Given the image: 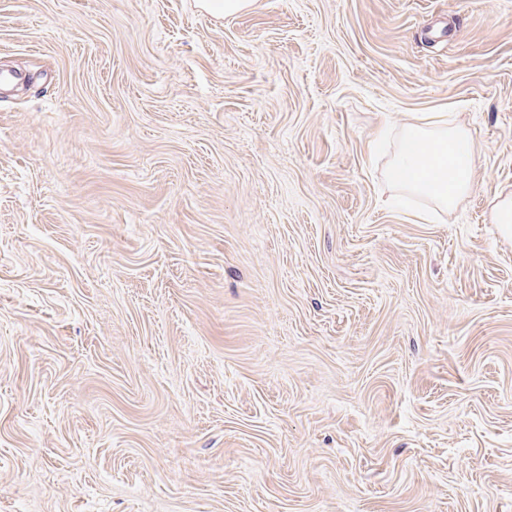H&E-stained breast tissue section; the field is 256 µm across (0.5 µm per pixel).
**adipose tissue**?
<instances>
[{
  "instance_id": "obj_1",
  "label": "adipose tissue",
  "mask_w": 512,
  "mask_h": 512,
  "mask_svg": "<svg viewBox=\"0 0 512 512\" xmlns=\"http://www.w3.org/2000/svg\"><path fill=\"white\" fill-rule=\"evenodd\" d=\"M475 153L469 134L446 115H435L403 133L389 169L398 188L457 208L473 189Z\"/></svg>"
}]
</instances>
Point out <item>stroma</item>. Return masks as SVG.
<instances>
[{"label": "stroma", "mask_w": 512, "mask_h": 512, "mask_svg": "<svg viewBox=\"0 0 512 512\" xmlns=\"http://www.w3.org/2000/svg\"><path fill=\"white\" fill-rule=\"evenodd\" d=\"M6 69L0 512H512V0H0ZM200 7L216 17L239 13L248 8L251 0H201ZM404 132L389 169L401 190L431 197L448 211L473 189L475 153L469 134L447 115L418 119Z\"/></svg>", "instance_id": "1"}]
</instances>
